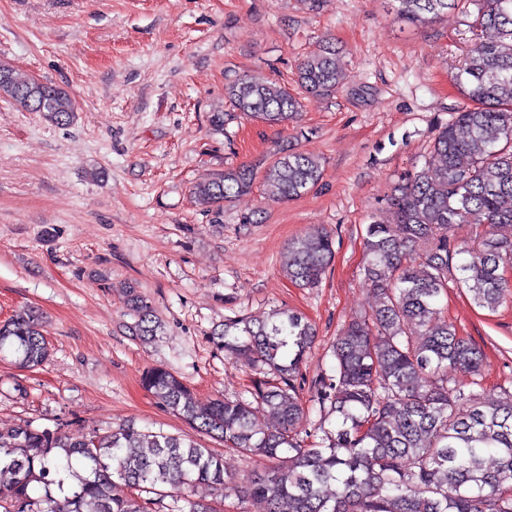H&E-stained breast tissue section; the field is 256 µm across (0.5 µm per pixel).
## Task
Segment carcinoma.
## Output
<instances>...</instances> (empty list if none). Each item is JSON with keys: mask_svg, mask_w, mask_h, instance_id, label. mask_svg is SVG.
I'll use <instances>...</instances> for the list:
<instances>
[{"mask_svg": "<svg viewBox=\"0 0 512 512\" xmlns=\"http://www.w3.org/2000/svg\"><path fill=\"white\" fill-rule=\"evenodd\" d=\"M396 2L397 15L411 23L475 4L472 38L454 73L468 105L437 130L432 153L440 165L394 185L392 222L365 227V277L377 304L343 325L319 380V412L334 426L318 427L307 447L297 438L306 413L295 381L314 341L311 323L288 309L266 321L227 317L217 344L254 372L249 396L200 406L166 367L146 371L142 382L195 431L244 458L249 470L240 484L226 483L224 457L191 437L120 425L74 439L60 427L25 422L0 429L3 512H155L167 497L171 512H213L210 501L195 497L199 485L234 494L243 512H512V392L488 401L477 391L483 352L440 307L450 280L491 313L512 303L503 274L512 265V0ZM345 80L328 44L301 61L296 83L331 97ZM225 94L237 113L268 125L286 124L302 108L288 86L247 74ZM2 98L56 125L75 118L64 88L13 67L0 70ZM321 177L318 157L285 149L263 174V194L274 203L293 200ZM254 180L247 166L228 168L193 195L218 213ZM456 224L480 230L458 243ZM332 257L330 232L317 229L288 243L283 266L294 284L315 288ZM125 305L133 335L157 336L162 323L135 288ZM6 347L22 368L48 361L34 310L0 323V351ZM450 369L466 379L448 376ZM262 416L278 427L263 426Z\"/></svg>", "mask_w": 512, "mask_h": 512, "instance_id": "1", "label": "carcinoma"}]
</instances>
